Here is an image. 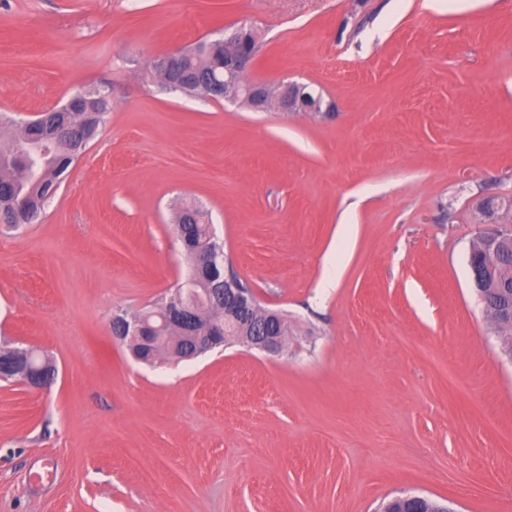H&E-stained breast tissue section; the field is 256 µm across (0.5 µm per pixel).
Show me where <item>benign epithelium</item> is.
<instances>
[{
  "mask_svg": "<svg viewBox=\"0 0 512 512\" xmlns=\"http://www.w3.org/2000/svg\"><path fill=\"white\" fill-rule=\"evenodd\" d=\"M256 38L252 30L244 27L224 36V79L211 81L205 73H195L189 77L177 75L173 58L177 52H168L157 58V71L161 80L168 84H176L193 95L198 91L210 99L241 98L258 112H264L271 105H276L281 112H311L322 111L321 100L297 83H280L276 85L247 82L244 74L254 64L250 52V42ZM51 161L49 150L42 141L28 143L26 156V173L30 178L39 175L41 169ZM512 243V225L500 224L490 234L484 237L481 247L470 255L469 267L471 282L479 300L484 303V311L492 325L501 329L512 327V311L499 312L490 308L488 300L501 286L499 256L504 253V247ZM224 298V332H229L231 326H236L250 332L243 340L250 347L267 353H279L285 346V330L281 315L271 310L261 322L253 318L254 300L246 289L239 287L236 277H224V283L212 288H197L195 273H190L185 281L176 289V294L167 305L161 316L159 327L169 324L188 334L192 342L189 357L196 358L213 349L212 337L207 334L197 335L196 316L203 304H209ZM124 335L117 340L126 342L133 337L139 338L143 344H152L156 337L146 335L153 329L147 319L136 320L129 325H123ZM21 383L32 387H42L54 380V374L46 373L38 368H27L20 377Z\"/></svg>",
  "mask_w": 512,
  "mask_h": 512,
  "instance_id": "1",
  "label": "benign epithelium"
}]
</instances>
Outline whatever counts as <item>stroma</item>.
<instances>
[{
    "label": "stroma",
    "mask_w": 512,
    "mask_h": 512,
    "mask_svg": "<svg viewBox=\"0 0 512 512\" xmlns=\"http://www.w3.org/2000/svg\"><path fill=\"white\" fill-rule=\"evenodd\" d=\"M242 24L247 80L329 115L158 88L150 60ZM93 86L99 135L36 223L0 224V346L57 369L0 383V512H512V359L467 266L512 224V0H0V112ZM178 202L287 314L283 354L146 366L113 339L189 273ZM22 353L25 355L27 354V357H28V368L25 372V374L20 377V380H21V383L24 384V385H29V386H32V387H42V386H45L47 384H49L50 382H52L54 380V376H55V373H48V372H52L53 368L52 367H47L46 370H45V367L47 365H50L49 362L47 361H43V360H36L35 362L37 364H44V371L46 372H41V370L37 367V368H32L29 366V362L37 357V353L35 352V350L33 349H29V348H26V349H22Z\"/></svg>",
    "instance_id": "stroma-1"
}]
</instances>
